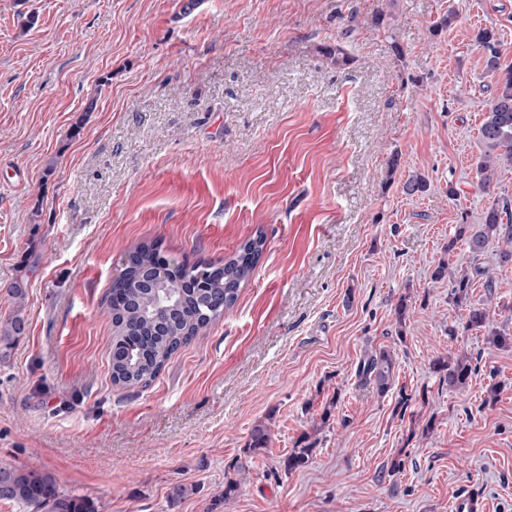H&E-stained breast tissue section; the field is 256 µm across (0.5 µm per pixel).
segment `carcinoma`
Segmentation results:
<instances>
[{
    "label": "carcinoma",
    "mask_w": 512,
    "mask_h": 512,
    "mask_svg": "<svg viewBox=\"0 0 512 512\" xmlns=\"http://www.w3.org/2000/svg\"><path fill=\"white\" fill-rule=\"evenodd\" d=\"M476 40L484 50L487 74L496 79L480 127L484 150L476 158L480 187L486 192L498 169L512 167V63L505 64L494 30L479 31ZM457 237L467 239L471 265L450 277L448 264L443 262L434 270L433 279L449 278V300L458 307L469 306L466 328H485L491 322L490 311L471 304L469 291L481 282L488 293H493V277L480 262L491 240L502 242L498 263L503 267L512 263V202L506 198L493 200L483 211L478 228L469 232L467 225L462 224ZM264 248V236L257 233L222 263L185 262L174 266L156 242L131 247L107 297L113 327L112 383L128 389L146 386L157 378L175 352L234 307ZM23 330L20 319L8 322L0 331V347H10ZM393 369L391 353L386 349L374 350L358 365V384L365 387L373 383L385 393L391 388ZM433 369L450 387L465 385L472 372L470 361L464 358L454 363L438 358ZM269 441L267 426L259 424L253 428L244 453L257 456L266 451ZM309 452L310 447L305 446L287 456L283 462L285 470L305 466ZM0 500L15 502L27 512H99L92 498L60 492L50 474L4 464H0Z\"/></svg>",
    "instance_id": "carcinoma-1"
}]
</instances>
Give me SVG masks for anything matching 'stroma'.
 <instances>
[{"label":"stroma","mask_w":512,"mask_h":512,"mask_svg":"<svg viewBox=\"0 0 512 512\" xmlns=\"http://www.w3.org/2000/svg\"><path fill=\"white\" fill-rule=\"evenodd\" d=\"M186 2L0 0V327L25 323L0 361V462L99 512H512V347L432 277L469 266L459 225L512 200V169L484 193L475 167L494 90L475 36L512 63V0ZM412 175L425 192L403 193ZM258 231L235 306L149 386L115 387L105 305L129 247L217 262ZM495 252L494 292L470 297L512 321ZM373 349L385 393L356 377ZM464 356L467 384H443L434 361ZM393 369V358L388 350L371 351L358 365V384L365 387L373 383L380 392L385 393L391 388Z\"/></svg>","instance_id":"stroma-1"}]
</instances>
